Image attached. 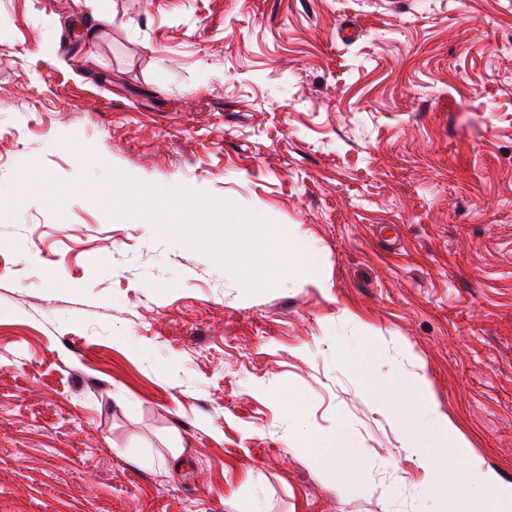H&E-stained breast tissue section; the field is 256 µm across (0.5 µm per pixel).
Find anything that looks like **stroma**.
<instances>
[{
    "instance_id": "35a3bbf8",
    "label": "stroma",
    "mask_w": 512,
    "mask_h": 512,
    "mask_svg": "<svg viewBox=\"0 0 512 512\" xmlns=\"http://www.w3.org/2000/svg\"><path fill=\"white\" fill-rule=\"evenodd\" d=\"M106 164L330 288L245 294L90 192L0 208V512H429L459 460L426 491L374 409L417 374L512 483V0H0V186ZM306 448H345L343 456L348 460L353 459V453L349 448H356L351 441L341 432L331 433L327 439L310 437L307 440Z\"/></svg>"
}]
</instances>
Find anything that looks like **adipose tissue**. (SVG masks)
<instances>
[{
  "mask_svg": "<svg viewBox=\"0 0 512 512\" xmlns=\"http://www.w3.org/2000/svg\"><path fill=\"white\" fill-rule=\"evenodd\" d=\"M424 378L414 377L409 385L392 388V399H403L415 394L413 412L393 410L390 401L378 405L383 415L393 421L399 435L400 448L409 456L417 457L425 472L427 483L436 478L435 462L444 448L463 450L466 441L447 415L440 412L421 390ZM479 489L492 503L493 512H512V484L504 483L493 471L475 463L466 464L459 477L446 489L447 495L463 498L471 489Z\"/></svg>",
  "mask_w": 512,
  "mask_h": 512,
  "instance_id": "1",
  "label": "adipose tissue"
}]
</instances>
